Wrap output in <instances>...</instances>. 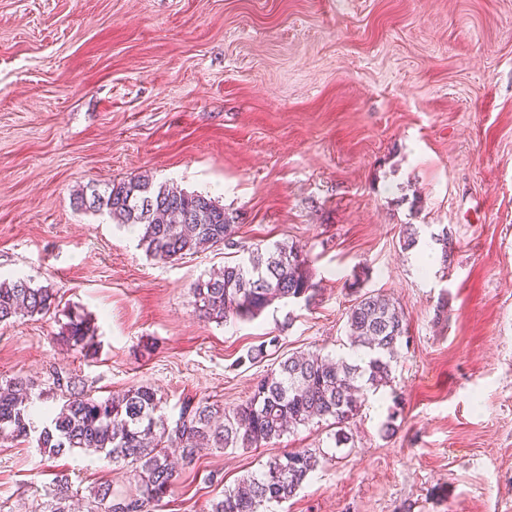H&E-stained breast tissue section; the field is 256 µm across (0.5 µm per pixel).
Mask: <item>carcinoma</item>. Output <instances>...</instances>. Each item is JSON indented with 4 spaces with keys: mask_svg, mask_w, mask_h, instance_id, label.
I'll list each match as a JSON object with an SVG mask.
<instances>
[{
    "mask_svg": "<svg viewBox=\"0 0 512 512\" xmlns=\"http://www.w3.org/2000/svg\"><path fill=\"white\" fill-rule=\"evenodd\" d=\"M79 209L105 211L112 222L141 229L139 246L147 256L178 260L205 246L234 247L235 220L208 195L188 193L166 184L154 186L146 176L112 183L98 193L75 198ZM431 238L448 266V227ZM199 315L217 323L251 320L276 301L311 304L318 295L307 253L299 246L275 242L258 245L239 262L224 266L193 290ZM56 296L47 286L24 279L0 280V323L20 316L45 314ZM350 353L337 359L319 351L298 352L260 378L242 403L226 407L207 400L183 401L178 417L162 411V397L139 385L101 399L66 370L55 372L54 390L61 406L37 437L44 453L78 449L105 454L114 465L128 466L134 490L119 493L109 481L92 487L86 512H155L169 496L180 470L195 465L210 448H259L313 420L336 425V447L349 444L347 425L359 415L367 393L392 382L397 348L408 339L407 319L395 302L379 293L355 298L347 313ZM64 340L92 346L91 326L76 315ZM34 382L23 377L0 380V441L25 440L35 431L27 395ZM324 460L318 448H298L268 459L256 473L241 477L210 512H267L269 504L293 498ZM69 476L59 473L53 493L38 512H70Z\"/></svg>",
    "mask_w": 512,
    "mask_h": 512,
    "instance_id": "carcinoma-1",
    "label": "carcinoma"
}]
</instances>
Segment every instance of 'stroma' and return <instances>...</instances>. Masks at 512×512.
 <instances>
[{"label": "stroma", "instance_id": "stroma-1", "mask_svg": "<svg viewBox=\"0 0 512 512\" xmlns=\"http://www.w3.org/2000/svg\"><path fill=\"white\" fill-rule=\"evenodd\" d=\"M140 175L211 196L236 247L158 261L74 205ZM405 224L421 247L449 228L450 267L403 250ZM260 242L303 247L318 303L199 318L194 288ZM0 273L56 293L0 323V379L37 383L39 428L59 366L98 397L152 385L174 419L188 398L245 401L293 352L347 354L350 282L403 308L395 381L347 447L322 422L205 451L157 512H209L314 447L331 460L273 512H512V0H0ZM72 314L94 356L62 343ZM60 471L78 499L132 483L96 455L4 442L0 512H33Z\"/></svg>", "mask_w": 512, "mask_h": 512}]
</instances>
